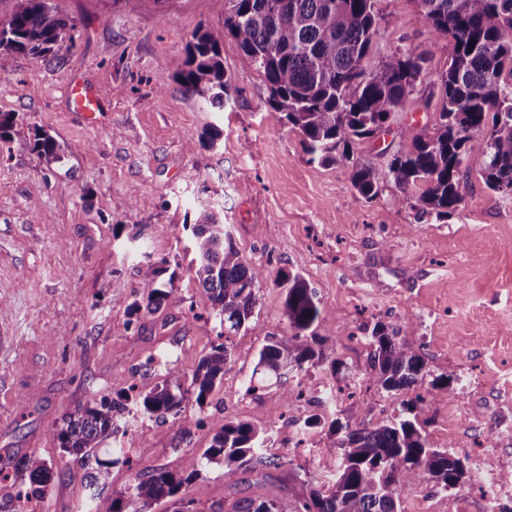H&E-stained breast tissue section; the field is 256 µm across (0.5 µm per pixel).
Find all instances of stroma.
Masks as SVG:
<instances>
[{
  "label": "stroma",
  "mask_w": 512,
  "mask_h": 512,
  "mask_svg": "<svg viewBox=\"0 0 512 512\" xmlns=\"http://www.w3.org/2000/svg\"><path fill=\"white\" fill-rule=\"evenodd\" d=\"M75 24L74 43L56 56L0 51V112L15 113L61 146L49 165L29 137L0 144V497L5 474L37 452L54 478L38 512H89L88 466L63 455L53 438L63 415L115 385L146 392L161 380L159 362L188 375L222 342L203 289L190 280L189 230L201 208L218 212L244 259L269 276L248 328L231 337L224 382L197 405L187 398L166 426L136 415L120 438L131 465L112 466L108 492L126 497L135 472L181 471L208 448L226 420L268 430L269 453L283 458L269 479L250 470L225 477L205 465L183 488L194 512H219L241 497L277 495L290 512L304 488L295 469H318L333 419L372 427L399 415L402 395L378 392L363 376L375 324L412 326L433 375L470 385L440 389L419 416L429 443L451 448L466 472L452 489L424 483L402 497V512H486L492 493L475 479L489 457L512 459V195L490 191L480 172L483 144L473 139L464 165L465 200L448 218L420 217L393 182L363 198L346 168L309 162L299 135L267 119L268 90L255 64L223 36L231 99L204 109L177 80L201 27L222 32L224 0H51ZM379 32L364 60L378 70L395 50L424 53L427 69L390 121L392 132L355 142V160L385 165L399 131L424 134L441 108L438 83L451 47L435 37L415 0H375ZM94 87L96 124L73 111L68 89ZM223 135L209 145L205 134ZM176 269L172 296L155 312L132 314L147 261ZM283 272L301 274L320 301L318 336L336 343L340 371L324 362L267 381L244 395L259 350L288 333ZM362 383L358 400L315 410V388ZM305 397L285 403L283 392ZM322 423L298 432L311 414Z\"/></svg>",
  "instance_id": "35a3bbf8"
}]
</instances>
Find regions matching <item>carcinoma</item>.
Listing matches in <instances>:
<instances>
[{
    "mask_svg": "<svg viewBox=\"0 0 512 512\" xmlns=\"http://www.w3.org/2000/svg\"><path fill=\"white\" fill-rule=\"evenodd\" d=\"M416 2L431 31L452 45L448 68L439 79L442 105L431 134L400 133L399 149L384 168L353 161L351 143L375 136L414 94L426 59L398 51L380 70L365 71L363 61L378 33L374 0H224V35L234 39L262 73L270 124L297 130L310 161L348 169L353 187L368 200L378 196L386 181L404 191L422 184L425 189L412 208L422 217L442 218L464 202L468 182L462 166L468 143L480 132L487 133L484 183L496 193L512 194V0ZM74 29L49 0H13L8 20L0 23V46L7 52L46 56L58 52L64 42H74ZM179 83L184 93L224 110L231 84L224 78L216 34L201 29L193 34ZM23 134L24 125L15 113H0V143ZM33 138L46 164L61 159L53 137L37 130ZM193 236L195 259L188 274L208 294L210 315L219 319L227 339L250 321L267 275L244 260L212 210L199 211ZM164 264L143 266L140 299L132 305V314L157 310L173 294L169 285L176 272H168ZM165 273L169 278L163 281ZM279 286L284 288L290 335L275 337L260 349L256 368L262 378L250 379L247 395H258L266 378L328 359L326 340L313 330L322 314L315 291L293 273L282 274ZM399 335V329L385 325L372 330L369 374L387 393L411 388L419 393L402 402L403 416L372 428L353 429L333 419L321 465L330 488L323 490L316 477L302 480L306 492L294 512H400L402 495L411 486L431 482L446 491L463 478L462 460L430 446L418 423L424 402L420 391L446 384L448 378L432 377L420 353ZM230 356L221 344L203 357L188 380L167 369L161 383L145 394L131 395L133 385L119 387L112 399L93 396L79 411L62 418L54 433L60 448L77 460L95 462L88 475L95 489L92 512H120L118 499L103 495L109 469L119 459L103 460L98 451L105 441L116 440L122 418L130 414L128 404L162 423L181 413L188 394L202 407L223 382ZM267 440L266 431L247 421H225L209 448L186 458L182 473L159 467L134 475L129 497L140 504L136 512H147L175 496L205 463L223 464L230 478L248 463L253 470L282 467L281 458L266 455ZM52 474L53 463L39 453L26 456L4 476L17 492L0 499V512H29V503L45 494ZM227 512H282V505L275 496L242 497Z\"/></svg>",
    "mask_w": 512,
    "mask_h": 512,
    "instance_id": "1",
    "label": "carcinoma"
}]
</instances>
